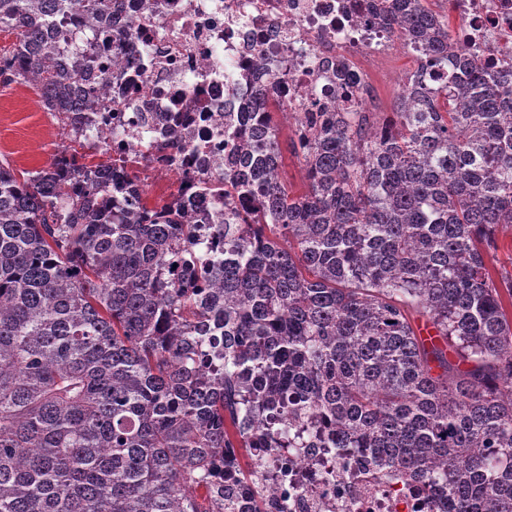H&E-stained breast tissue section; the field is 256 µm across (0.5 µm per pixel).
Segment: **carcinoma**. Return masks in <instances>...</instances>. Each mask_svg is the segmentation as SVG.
<instances>
[{
  "label": "carcinoma",
  "mask_w": 512,
  "mask_h": 512,
  "mask_svg": "<svg viewBox=\"0 0 512 512\" xmlns=\"http://www.w3.org/2000/svg\"><path fill=\"white\" fill-rule=\"evenodd\" d=\"M114 2L0 0V82L103 156L80 71ZM425 2L364 4L421 48L398 111L284 113L304 192L271 88L224 113L220 224L140 205L129 159H0V512H267L262 459L230 448L353 450L446 512H512V254L488 261L512 228V53L482 70ZM291 131L288 124L285 122L281 123L280 143L283 156L282 176L285 181L290 185L293 190H301L303 188V171L296 160V158L290 153L287 148L288 136Z\"/></svg>",
  "instance_id": "carcinoma-1"
}]
</instances>
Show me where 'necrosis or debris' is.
Masks as SVG:
<instances>
[{"mask_svg":"<svg viewBox=\"0 0 512 512\" xmlns=\"http://www.w3.org/2000/svg\"><path fill=\"white\" fill-rule=\"evenodd\" d=\"M359 0H123L112 12V41L102 62L84 78L101 93L90 117L112 156H139L156 176L173 175L190 207V223L213 224L223 196L206 191L224 161V115L242 111L256 79L277 84V101L289 112L324 103L341 111H369L358 88L346 103L336 84V62L358 66L395 51L399 39L381 22L368 21ZM458 45L479 46L499 64V47L512 44V0H452ZM145 112L162 113L150 134L177 133L178 160L142 156L137 138L122 127ZM268 475L271 512H441L416 482L388 475L383 461L349 456L328 459L322 449L274 455Z\"/></svg>","mask_w":512,"mask_h":512,"instance_id":"1","label":"necrosis or debris"}]
</instances>
